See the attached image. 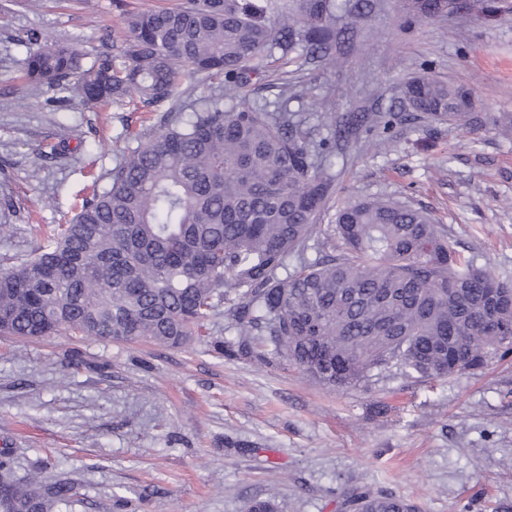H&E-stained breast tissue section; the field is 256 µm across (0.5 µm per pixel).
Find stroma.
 <instances>
[{
	"label": "stroma",
	"mask_w": 512,
	"mask_h": 512,
	"mask_svg": "<svg viewBox=\"0 0 512 512\" xmlns=\"http://www.w3.org/2000/svg\"><path fill=\"white\" fill-rule=\"evenodd\" d=\"M177 0H0V272L29 259L109 174L135 134L171 111L190 115L220 79L181 78L176 103L90 108L28 88L22 66L37 33L92 54L123 12ZM482 0L403 27V0H375L335 62L268 54L252 98L304 114L320 136L345 127L329 162L345 203L393 194L430 212L476 265L512 274V0ZM425 74L468 89L477 124L403 117L405 83ZM330 103L322 117L319 103ZM394 112L388 128L350 125ZM207 333L169 348L61 333L0 335V451L17 475L64 479L60 512H247L275 493L278 512H346L353 492L387 490L422 512H512V360L431 382L397 379L328 390L288 360L231 352L223 307Z\"/></svg>",
	"instance_id": "obj_1"
}]
</instances>
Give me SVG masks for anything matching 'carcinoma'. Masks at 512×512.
<instances>
[{
  "label": "carcinoma",
  "mask_w": 512,
  "mask_h": 512,
  "mask_svg": "<svg viewBox=\"0 0 512 512\" xmlns=\"http://www.w3.org/2000/svg\"><path fill=\"white\" fill-rule=\"evenodd\" d=\"M411 5L427 19L445 0ZM368 7L349 5L345 28ZM124 25V41H103L89 63L44 41L25 59L26 81L95 107L174 102L184 71L224 79V94L187 119L164 115L126 148L102 193L34 258L0 272V334L65 330L179 347L206 335L210 311L229 300L226 317L246 353L260 347L326 388L425 382L512 355L509 276L462 259L428 211L394 197L348 202L335 223H316L336 143L316 138L303 115L248 102L272 49L329 57L336 0H182ZM468 95L428 76L404 90L413 111L451 129L477 122L459 109ZM12 466L1 454L0 499L11 512H54L75 496L68 483L14 479ZM347 508L419 512L391 492H354Z\"/></svg>",
  "instance_id": "carcinoma-1"
}]
</instances>
